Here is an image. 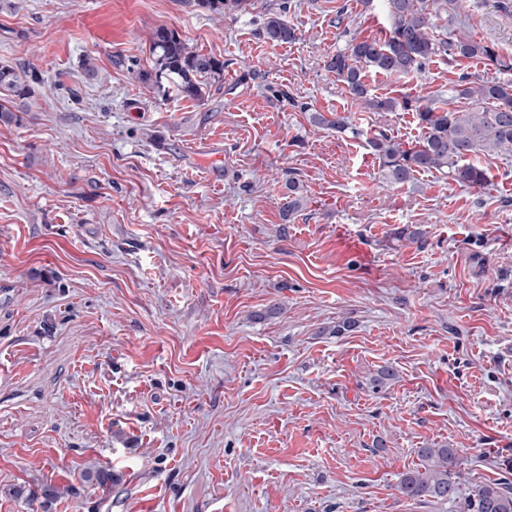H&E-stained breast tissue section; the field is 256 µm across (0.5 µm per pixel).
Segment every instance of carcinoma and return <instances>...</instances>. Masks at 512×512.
Listing matches in <instances>:
<instances>
[{
  "mask_svg": "<svg viewBox=\"0 0 512 512\" xmlns=\"http://www.w3.org/2000/svg\"><path fill=\"white\" fill-rule=\"evenodd\" d=\"M203 10L215 14L246 13L253 0H196ZM390 19L389 36L384 39H353L348 47L327 56L325 68L344 84L352 98L371 112H395L414 109L423 129L422 138L407 146L380 130L368 139L379 159L383 176L392 183L405 185L415 174L431 169H447L450 179L469 188L488 183L484 169L466 161L478 151L512 154V82L485 79L473 82L463 78L458 96L469 101L464 110L440 108L431 102L412 105L409 99L381 98L371 93L365 82L369 69L389 75H410L422 71L436 56L450 62L483 59L499 70H512V58L498 54L489 45L476 41L463 30V0H385ZM440 28L444 33L437 34ZM262 35L272 45L296 39L295 29L280 13H268L262 23ZM149 54L152 70L139 69L135 78L142 84L169 80L183 98L201 102L206 89L224 81V61L204 54L189 45L180 34L165 26L152 36ZM41 82L36 69L26 62H0V120L7 122L15 112H34L39 108L34 85ZM311 122L339 132L350 128L343 113L326 116L313 112ZM304 205L301 187L288 180V200L282 217L287 221ZM423 470L404 473L398 492L409 499L432 497L456 500L459 457L455 448H421ZM460 512H512V484L488 482L474 486L459 505Z\"/></svg>",
  "mask_w": 512,
  "mask_h": 512,
  "instance_id": "carcinoma-1",
  "label": "carcinoma"
}]
</instances>
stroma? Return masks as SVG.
I'll return each mask as SVG.
<instances>
[{"mask_svg":"<svg viewBox=\"0 0 512 512\" xmlns=\"http://www.w3.org/2000/svg\"><path fill=\"white\" fill-rule=\"evenodd\" d=\"M254 2L0 0V61L43 80L0 122V512H42L49 484V512H458L395 489L443 446L462 494L512 480V155L471 156L482 190L386 183L367 140H420L414 113L365 111L324 68L386 37L382 0ZM502 3L468 0L467 30L512 57ZM279 10L297 38L273 46ZM162 25L223 60L202 102L132 78ZM464 76L512 82L440 57L366 81L462 110ZM101 465L112 488L83 480ZM196 4L203 10L220 15L247 13L254 5L252 0H196ZM330 116L331 117L329 118L323 113L312 112L310 119L311 122L316 126L333 128L339 132H344L347 129H350L352 134L359 135V130L350 126L349 117L346 116L345 113H330Z\"/></svg>","mask_w":512,"mask_h":512,"instance_id":"stroma-1","label":"stroma"}]
</instances>
